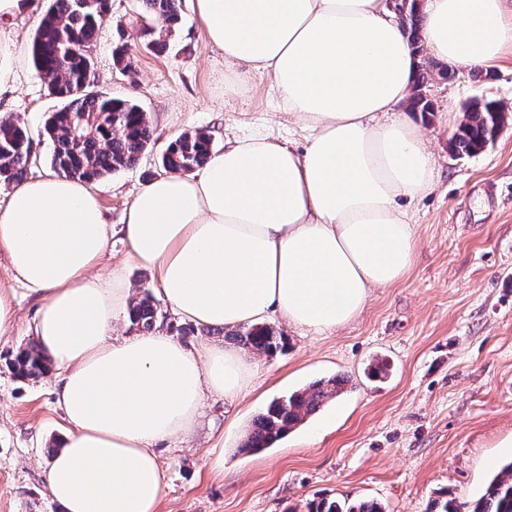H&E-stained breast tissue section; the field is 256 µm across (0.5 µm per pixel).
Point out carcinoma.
<instances>
[{
    "mask_svg": "<svg viewBox=\"0 0 512 512\" xmlns=\"http://www.w3.org/2000/svg\"><path fill=\"white\" fill-rule=\"evenodd\" d=\"M138 15L149 21L141 29L146 47L163 52L169 48L182 21L181 0H137ZM421 10L409 5L402 21L413 44L421 42ZM110 15V0H52L35 31L32 63L63 106L49 114L45 132L53 143L50 165L67 178L96 181L137 164L154 140V129L142 108L125 99L91 91L86 83L94 63L89 49L96 32ZM113 50L114 63L124 70L133 68L124 29ZM466 120L451 140L459 156L483 151L495 132L508 120L497 101L483 99L464 107ZM213 141L203 131L185 132L172 140L162 154V168L168 173H188L201 167ZM34 153L27 130L11 121L0 122V182L18 183L32 163ZM164 319L155 300L144 294L130 309V321L144 332ZM237 344L266 355L287 348L288 338L269 325H253L235 333ZM50 360L31 342L9 361L21 378H38L49 371ZM342 377L320 379L307 387L272 400L252 421L243 450L256 452L271 447L308 417L320 411L343 389ZM315 512H384L374 501L340 503L322 501ZM430 512H512V462L487 483L475 500L450 498L435 503Z\"/></svg>",
    "mask_w": 512,
    "mask_h": 512,
    "instance_id": "1",
    "label": "carcinoma"
}]
</instances>
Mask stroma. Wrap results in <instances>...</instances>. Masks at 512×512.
Returning a JSON list of instances; mask_svg holds the SVG:
<instances>
[{"instance_id":"35a3bbf8","label":"stroma","mask_w":512,"mask_h":512,"mask_svg":"<svg viewBox=\"0 0 512 512\" xmlns=\"http://www.w3.org/2000/svg\"><path fill=\"white\" fill-rule=\"evenodd\" d=\"M136 0H111V15L92 46L96 91L138 103L154 129L152 144L131 168L95 181L110 223L118 224L140 184L162 174L161 154L182 133L201 130L214 148L263 132L303 146L305 133L281 112L270 83L251 78L225 92L224 56L205 39L192 0L168 51L133 45V72L112 59L117 28L136 33ZM423 91L432 112L412 118L436 159L431 193L409 207L418 239L400 283L372 292L362 313L315 333L269 320L288 338L285 351L255 360L247 393L233 402L211 397L190 441L161 445L166 486L159 512H310L322 499L373 500L385 512H427L432 500L476 499L512 462V124L482 153L460 158L448 142L472 99L512 106V52L489 70L458 66L452 79L426 57ZM61 102L24 59L17 90L0 113L25 127L37 161L50 172L52 144L44 118ZM105 268H122L134 295L156 290L151 269L113 241ZM0 287L15 295V328L0 336V512H57L46 486L47 450L66 426L55 375L16 378L8 361L34 339L36 295L0 258ZM386 377L370 378L374 360ZM334 375L344 392L271 448L242 452L253 418L274 398ZM224 451V471L209 465Z\"/></svg>"}]
</instances>
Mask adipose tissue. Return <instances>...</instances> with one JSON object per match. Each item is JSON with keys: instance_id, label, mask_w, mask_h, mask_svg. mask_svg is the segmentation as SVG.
I'll use <instances>...</instances> for the list:
<instances>
[{"instance_id": "adipose-tissue-1", "label": "adipose tissue", "mask_w": 512, "mask_h": 512, "mask_svg": "<svg viewBox=\"0 0 512 512\" xmlns=\"http://www.w3.org/2000/svg\"><path fill=\"white\" fill-rule=\"evenodd\" d=\"M31 8L0 0V95L16 89L14 23ZM193 9L229 67L276 89L306 144L236 137L193 173L143 183L113 225L79 180L48 174L0 193V254L40 299L35 337L68 424L46 474L59 512H158V446L189 436L207 397L239 398L256 369L235 349L190 348L161 326L117 333L131 303L122 271L100 270L113 237L184 320L233 330L277 314L323 332L407 276L417 239L400 201L435 184L425 135L403 113L417 61L389 0ZM421 32L449 64L493 67L512 50V0H425Z\"/></svg>"}]
</instances>
